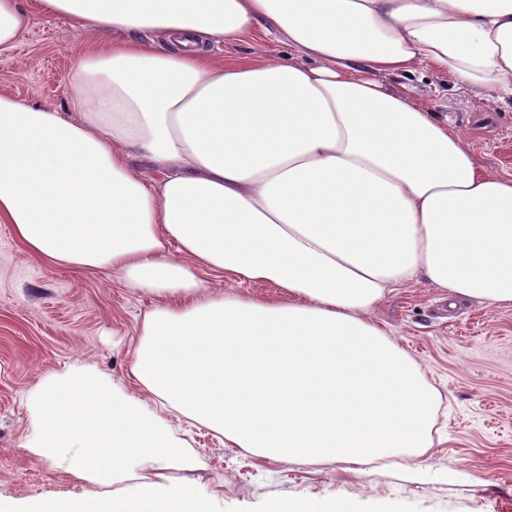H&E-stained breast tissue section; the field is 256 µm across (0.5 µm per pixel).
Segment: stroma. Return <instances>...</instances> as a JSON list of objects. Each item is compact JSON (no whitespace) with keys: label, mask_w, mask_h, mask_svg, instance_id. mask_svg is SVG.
Returning a JSON list of instances; mask_svg holds the SVG:
<instances>
[{"label":"stroma","mask_w":512,"mask_h":512,"mask_svg":"<svg viewBox=\"0 0 512 512\" xmlns=\"http://www.w3.org/2000/svg\"><path fill=\"white\" fill-rule=\"evenodd\" d=\"M30 23L13 48L0 49V94L67 111V80L77 59L104 44L100 34L20 0ZM220 58L288 56L264 31L220 46ZM390 90L447 118L489 172L512 175V103L458 88L444 73L379 74ZM153 297L117 276L76 272L30 255L0 221V498L71 491L73 485L23 446L24 394L50 370L84 361L128 390L137 325ZM375 319L419 361L441 393L432 448L410 467L351 470L257 460L204 428L180 424L203 480L223 483L224 512H263L299 494L339 497L357 512H512V306L468 300L419 283L395 289Z\"/></svg>","instance_id":"1"}]
</instances>
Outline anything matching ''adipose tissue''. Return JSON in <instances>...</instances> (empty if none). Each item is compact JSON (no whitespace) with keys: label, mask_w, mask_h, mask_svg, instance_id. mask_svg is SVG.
Segmentation results:
<instances>
[{"label":"adipose tissue","mask_w":512,"mask_h":512,"mask_svg":"<svg viewBox=\"0 0 512 512\" xmlns=\"http://www.w3.org/2000/svg\"><path fill=\"white\" fill-rule=\"evenodd\" d=\"M40 6L112 47L76 63L70 111L0 94V218L29 254L158 302L138 327L140 393L83 362L30 387L24 446L77 490L0 512H224L176 416L257 459L420 457L440 395L371 314L410 282L512 306V175L375 75L422 65L512 101V0ZM259 26L295 58L204 51Z\"/></svg>","instance_id":"obj_1"}]
</instances>
